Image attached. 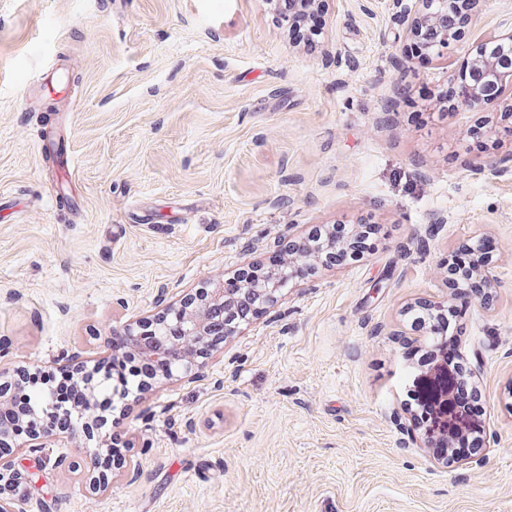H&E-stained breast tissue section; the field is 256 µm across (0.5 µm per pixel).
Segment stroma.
<instances>
[{"label": "stroma", "mask_w": 512, "mask_h": 512, "mask_svg": "<svg viewBox=\"0 0 512 512\" xmlns=\"http://www.w3.org/2000/svg\"><path fill=\"white\" fill-rule=\"evenodd\" d=\"M512 31L480 0L458 45L403 53L392 0H322L315 52L268 0H0V384L22 368L89 366L113 333L265 260L316 226L369 214L359 261L316 265L209 351L199 376L126 401L106 491L61 439L0 455L20 512H512V149L494 114L418 127L400 83L459 76L475 40ZM493 141L468 150V128ZM63 140L60 173L43 139ZM484 173H475L476 164ZM76 203L60 211L59 181ZM489 237L491 302L463 324L481 362L479 467L412 442L402 357L432 338L448 256Z\"/></svg>", "instance_id": "1"}]
</instances>
